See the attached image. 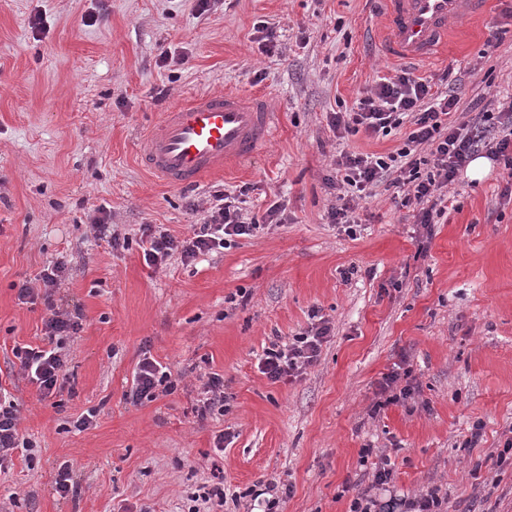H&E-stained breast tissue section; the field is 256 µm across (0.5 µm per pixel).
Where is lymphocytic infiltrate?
<instances>
[{
    "label": "lymphocytic infiltrate",
    "instance_id": "f902f5d3",
    "mask_svg": "<svg viewBox=\"0 0 512 512\" xmlns=\"http://www.w3.org/2000/svg\"><path fill=\"white\" fill-rule=\"evenodd\" d=\"M467 107L474 112L470 122L455 124L449 117ZM328 125L336 135L364 132L369 136L385 137L392 130L410 125L411 130L401 148L389 154L343 152L335 160L336 178L328 186L337 192V204L331 207V223L350 225L358 200L375 196L377 188L406 187L403 206H415L416 219L425 231H432L436 218L445 213L441 188L454 181L472 155L485 151L491 160L503 163L512 171V103L495 111L479 106L478 102L462 104L458 94L434 89L429 79L417 76L414 68L397 69L394 76L380 78L375 87L356 101L355 107L327 115ZM212 207L203 223L192 224L184 236L159 231L152 225L140 227L144 244L143 259L148 266L162 268L173 255L194 260L217 249L226 248L234 239L251 237L272 224L284 223V204L277 203L262 217L244 213L238 194L216 191ZM68 276L65 261L45 267L36 281H25L18 288L19 301L42 300L49 316L45 331L52 348L24 346L15 348L20 368L31 382L36 383L41 397L55 394L68 376L65 372L66 344L82 329L81 308L63 306L57 296L59 286ZM332 332L328 319L318 310H311L309 325L294 336L291 343H272L264 351L259 369L271 381L292 380L319 359L323 343ZM411 368L390 370L378 382L371 414L405 404L416 391L409 383ZM177 382L170 369L160 362L143 358L134 373L132 387L126 397L132 403L151 401L158 394L175 391ZM361 462L372 465V481L368 488L357 491L349 512H444L445 500L438 489L406 500L377 497L391 481V459L375 453L372 446L360 450Z\"/></svg>",
    "mask_w": 512,
    "mask_h": 512
}]
</instances>
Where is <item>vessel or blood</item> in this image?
Instances as JSON below:
<instances>
[{
  "label": "vessel or blood",
  "mask_w": 512,
  "mask_h": 512,
  "mask_svg": "<svg viewBox=\"0 0 512 512\" xmlns=\"http://www.w3.org/2000/svg\"><path fill=\"white\" fill-rule=\"evenodd\" d=\"M381 45L396 62L445 50L452 24L487 18L491 0H383ZM279 114L262 94L197 92L174 103L139 142L143 168L171 186L197 184L253 158L276 134Z\"/></svg>",
  "instance_id": "obj_1"
}]
</instances>
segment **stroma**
Segmentation results:
<instances>
[{"label": "stroma", "mask_w": 512, "mask_h": 512, "mask_svg": "<svg viewBox=\"0 0 512 512\" xmlns=\"http://www.w3.org/2000/svg\"><path fill=\"white\" fill-rule=\"evenodd\" d=\"M38 11L42 33L30 27ZM262 21L280 51L260 50ZM381 21L377 0H224L202 17L192 0H0V388L35 445L0 463V512H188L218 473L240 497L224 512H249L245 490L271 480L292 488L280 512H348L343 487L361 479L367 444L390 456L395 495L436 488L448 512H512V464L497 462L512 426V175L499 164L479 181L459 172L427 241L386 192L362 202L355 234L327 219L338 152L403 143L400 130L339 138L327 125L389 73L370 40ZM417 73L447 76L465 105L511 101L512 21L467 27ZM228 89L269 98L276 138L200 184L157 183L139 162L141 136L176 98ZM244 185L247 211L283 202L285 223L194 261L145 264L140 225L183 235L213 191ZM102 208L127 249L97 238ZM59 259L69 267L59 294L81 307L83 328L67 346L69 383L43 399L13 350L44 345L49 313L18 301L17 286ZM314 308L333 326L318 362L269 380L265 348L292 341ZM146 355L182 378L134 404L125 394ZM403 359L418 392L370 416L383 373ZM212 372L225 410L201 421ZM91 410L92 426L77 430ZM64 464L78 490L62 499Z\"/></svg>", "instance_id": "35a3bbf8"}]
</instances>
